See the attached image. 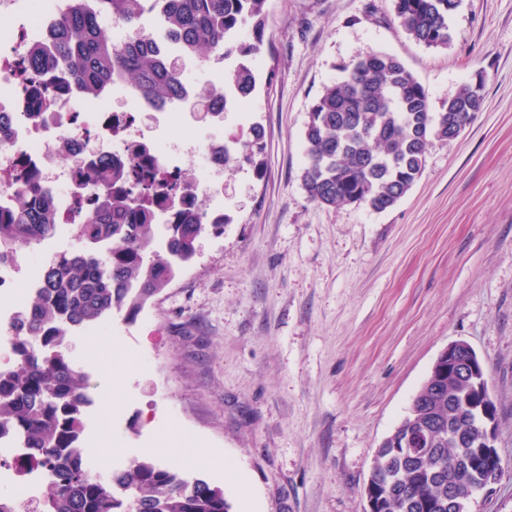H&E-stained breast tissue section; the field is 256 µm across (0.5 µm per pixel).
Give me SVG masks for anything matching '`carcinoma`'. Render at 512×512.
Listing matches in <instances>:
<instances>
[{"label": "carcinoma", "mask_w": 512, "mask_h": 512, "mask_svg": "<svg viewBox=\"0 0 512 512\" xmlns=\"http://www.w3.org/2000/svg\"><path fill=\"white\" fill-rule=\"evenodd\" d=\"M77 0L55 40L30 54L36 68L61 65L78 94L99 97L122 84L156 108L180 97L177 65L162 63L140 35L143 0ZM166 23L185 52L201 60L218 54L224 98H247L256 88L264 49L267 0H166ZM395 19L426 48H446L449 20L459 0H391ZM123 23L132 36L109 39L102 21ZM251 37H238L244 28ZM340 80L324 87L310 105L304 131L301 185L322 207L353 205L383 212L395 206L422 174L427 154L466 128L483 101L482 80L462 84L440 108L395 55L358 54L341 66ZM264 132L250 127L246 140L224 162L261 168ZM191 181L159 169L116 166L103 157L88 183L90 221L71 229L82 243L77 254L59 253L43 268L38 295L22 316L28 335L16 337L15 358L0 369V429L12 426L31 449L28 462L53 471L40 512H231L224 490L187 479L150 458L132 460L112 479L88 470L76 442L90 404V382L65 354L67 339L109 316L133 321L196 255L204 235L224 233V220L209 222L204 205L167 224L170 249H155L154 204L183 202ZM58 228L51 202L0 216V259L51 237ZM474 381L448 369L430 373L408 412L378 446L363 493L375 512H448V484L477 494L475 461L498 455L479 448V423L469 408Z\"/></svg>", "instance_id": "carcinoma-1"}]
</instances>
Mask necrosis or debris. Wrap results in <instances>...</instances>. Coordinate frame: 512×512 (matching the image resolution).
<instances>
[{
  "label": "necrosis or debris",
  "instance_id": "obj_1",
  "mask_svg": "<svg viewBox=\"0 0 512 512\" xmlns=\"http://www.w3.org/2000/svg\"><path fill=\"white\" fill-rule=\"evenodd\" d=\"M74 0H0V15L20 14L21 23L0 26V124L10 134L0 139V207H14L22 199L20 175L29 173L44 188L69 191L58 203L60 213H69L81 192L80 174L92 170L99 155H111L127 165L148 163L182 173L196 156L206 164L198 176L192 198L207 195L219 200L224 194L223 115L211 118L209 134L187 117L190 102L181 100L155 110L135 103L132 94L113 96L99 115L94 136H87L75 122L74 91L67 76L57 70L30 67L26 46L29 33L47 38L52 22L66 17ZM25 279L30 290L39 287L37 269L23 266L21 255L0 260V356L13 351L15 333L10 325L17 297L2 299L5 290ZM12 465L0 471V499L8 505L35 502L39 489L51 473L22 464L26 452L12 435L0 436V456Z\"/></svg>",
  "mask_w": 512,
  "mask_h": 512
}]
</instances>
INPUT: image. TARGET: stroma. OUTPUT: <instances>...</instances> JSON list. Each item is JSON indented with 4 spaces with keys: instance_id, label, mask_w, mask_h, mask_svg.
<instances>
[{
    "instance_id": "stroma-1",
    "label": "stroma",
    "mask_w": 512,
    "mask_h": 512,
    "mask_svg": "<svg viewBox=\"0 0 512 512\" xmlns=\"http://www.w3.org/2000/svg\"><path fill=\"white\" fill-rule=\"evenodd\" d=\"M451 26L428 49L390 0H267L257 88L224 115L229 136L263 126L264 171L226 167L223 234L135 321L68 339L95 404L91 473L149 456L222 488L232 512H363L378 443L463 340L486 363L504 465L478 502L512 512V0H460ZM372 51L436 108L482 77L483 106L394 207H322L300 180L307 113Z\"/></svg>"
}]
</instances>
